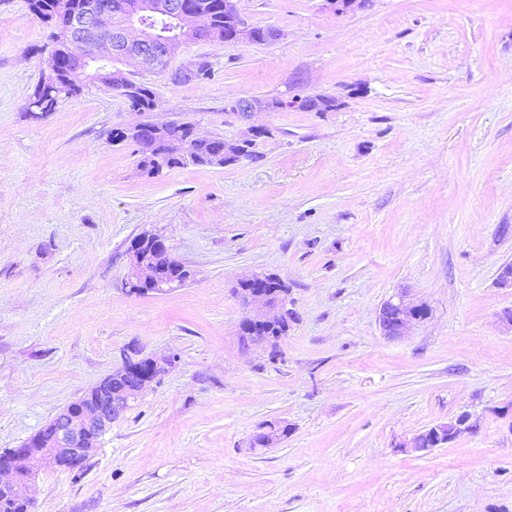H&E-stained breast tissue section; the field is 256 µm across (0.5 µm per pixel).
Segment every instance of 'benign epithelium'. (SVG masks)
<instances>
[{"mask_svg": "<svg viewBox=\"0 0 512 512\" xmlns=\"http://www.w3.org/2000/svg\"><path fill=\"white\" fill-rule=\"evenodd\" d=\"M237 2L224 0V16L232 26L224 43L236 44L243 40L259 42L255 35L256 27L248 24ZM141 7L154 13L163 11L179 16L182 29L196 39L207 35V21L192 13L188 0H146ZM141 7L132 6L125 0H90L81 11L72 14L67 25L68 59L72 71L82 76L93 64L96 69L90 73V78L108 86L124 77L123 65L163 72L168 58L183 47L184 38L164 41L133 20L124 22L122 37L112 38V17L116 14L132 16ZM265 110V101L256 97L239 98L228 108L230 114L242 119ZM165 249V240L155 233L141 235L134 241L126 281L129 292L138 295L162 294L185 285L182 280L161 276L144 263L146 254ZM243 302L250 309L245 316L248 322H273L285 313L283 297L269 292L250 291L243 297ZM428 315L429 310L425 305L408 301L407 292L402 290L381 304L377 321L384 336L396 339L407 335L414 324L425 320ZM167 362L165 357L141 358L133 352L129 353L121 373H133L139 382L126 399L118 404L112 402V396L101 381L65 406L43 427L41 433L19 447L0 454V491L23 503L26 512H32L34 500L30 495V484L33 473L29 461L38 457L49 468L83 470L112 422L120 418L145 388L164 372ZM468 421L469 415L461 414L447 422L437 423L399 444V447L429 452L470 430ZM280 441L279 428L265 425L255 445L272 447Z\"/></svg>", "mask_w": 512, "mask_h": 512, "instance_id": "1", "label": "benign epithelium"}]
</instances>
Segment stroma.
Returning a JSON list of instances; mask_svg holds the SVG:
<instances>
[{"mask_svg":"<svg viewBox=\"0 0 512 512\" xmlns=\"http://www.w3.org/2000/svg\"><path fill=\"white\" fill-rule=\"evenodd\" d=\"M270 45L198 41L169 61L211 79L150 86L159 121L236 140V98L334 99L260 112L259 161L144 173L113 129L138 121L97 82L32 118L49 28L0 0V451L114 372L171 364L82 473L40 469L36 512H512V0H239ZM162 236L194 277L125 285ZM273 274L295 313L276 347L238 343L237 277ZM428 318L383 336L400 290ZM475 431L405 438L461 413ZM287 424L271 448L261 424ZM167 250L165 240L158 234L140 235L132 244V263L127 274L129 292L138 295L162 294L183 287L188 280L168 279L147 267L144 256L150 252Z\"/></svg>","mask_w":512,"mask_h":512,"instance_id":"35a3bbf8","label":"stroma"}]
</instances>
